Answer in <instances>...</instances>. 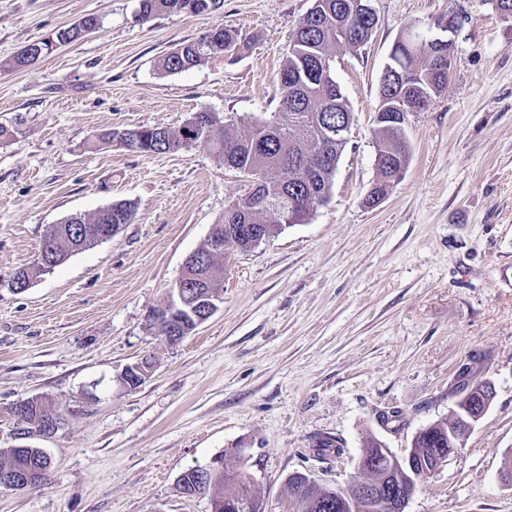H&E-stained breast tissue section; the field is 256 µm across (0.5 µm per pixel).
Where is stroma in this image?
I'll list each match as a JSON object with an SVG mask.
<instances>
[{
    "label": "stroma",
    "mask_w": 512,
    "mask_h": 512,
    "mask_svg": "<svg viewBox=\"0 0 512 512\" xmlns=\"http://www.w3.org/2000/svg\"><path fill=\"white\" fill-rule=\"evenodd\" d=\"M377 28L337 56L352 112L329 201L255 248H227L218 310L179 343L150 327L185 258L249 184L203 146L143 155L96 143L106 130L176 129L206 108L225 122L272 119L291 32L313 0H224L209 15L143 22L139 0H0V448L22 446L11 408L49 398L65 418L36 439L48 486L0 487V512H211L180 487L188 468L243 460L265 512H282L288 477L350 489L367 438L396 454L448 420L459 370L495 397L406 512H512L500 478L512 452V17L483 0H369ZM100 29L32 66L31 42L89 15ZM448 87L403 126L402 179L376 207L375 116L389 52L408 25L429 37L448 17ZM246 49L166 73L162 55L210 28ZM116 201L133 223L30 288L49 225ZM151 357L130 389L127 365ZM343 453L312 456L316 439Z\"/></svg>",
    "instance_id": "1"
}]
</instances>
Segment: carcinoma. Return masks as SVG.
I'll return each instance as SVG.
<instances>
[{
  "label": "carcinoma",
  "mask_w": 512,
  "mask_h": 512,
  "mask_svg": "<svg viewBox=\"0 0 512 512\" xmlns=\"http://www.w3.org/2000/svg\"><path fill=\"white\" fill-rule=\"evenodd\" d=\"M355 0H314L307 15L293 29L290 52L279 72L280 108L270 121L248 123L244 134L232 132L223 119L202 145L224 159V165L247 176L261 179L255 190L232 204L224 212V224H266L271 234L281 232L287 214L303 222L320 206L326 188L333 186L337 161L344 151L345 136L336 134V122L351 116L333 75L336 56L365 45L376 22L354 8ZM224 0H140L144 20L167 13L210 14L220 9ZM405 34H400L392 48L388 65L411 75L412 88L393 91L379 89L380 112H399L419 97L423 107L448 87L451 62L438 60L433 47L423 42L419 48L407 49ZM238 47L237 35L228 29H210L191 41H184L159 62L161 71L178 73L205 63L217 54L230 53ZM120 144L144 155L166 154L183 149L181 131L163 127H145L141 143L135 139ZM376 151L384 157L377 167L376 183H397L410 160V146L402 126L377 123ZM268 197L280 203L278 208L264 207ZM135 209L126 201L115 202L91 215L76 214L48 227L40 244L37 268L18 270L25 284L41 272H48L69 256L98 245L95 237L84 232L100 224L112 230L117 224H131ZM240 241L229 236L224 244L206 240L197 249L201 262L197 279L190 281L191 291L198 295L213 291L224 293V251ZM460 393L454 413L447 421L426 427L413 447L417 450L448 444L449 430L455 428L456 412L475 400V394L457 387ZM20 435L29 439L41 435L47 424L63 425L59 410L46 399H40L21 415ZM52 462L47 453L31 445L0 448V477L24 474L31 477L29 487L48 485ZM183 492L189 496L208 492L217 503L237 500L251 492L246 464H226L222 472L203 475L191 467L180 479Z\"/></svg>",
  "instance_id": "cac0c4a2"
}]
</instances>
